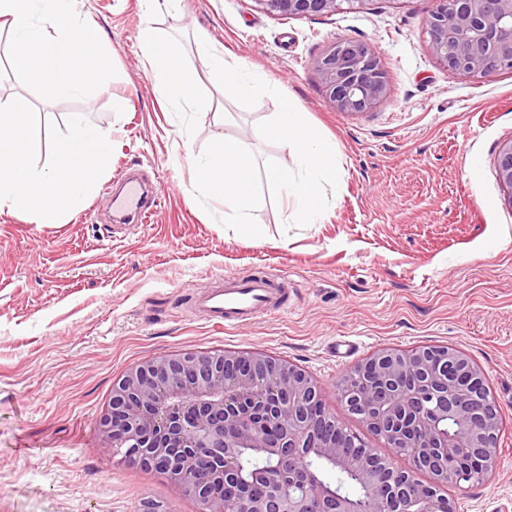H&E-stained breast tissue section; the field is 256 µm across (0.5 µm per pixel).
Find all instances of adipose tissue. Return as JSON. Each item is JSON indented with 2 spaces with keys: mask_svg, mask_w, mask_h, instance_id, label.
<instances>
[{
  "mask_svg": "<svg viewBox=\"0 0 512 512\" xmlns=\"http://www.w3.org/2000/svg\"><path fill=\"white\" fill-rule=\"evenodd\" d=\"M0 22L8 26L18 80L62 95L104 89L110 61L97 28L80 17L73 0H0ZM46 25L51 34L43 33ZM141 41L149 69L161 81L170 106H193L198 82L186 71L179 45L148 30ZM261 135L292 157L291 162L267 169L268 184L292 201L298 223H316L321 199L335 192L338 182L335 142L312 131L288 100ZM193 169L197 189L207 198L223 199L225 223H255L256 170L245 140L216 134L209 148L194 158Z\"/></svg>",
  "mask_w": 512,
  "mask_h": 512,
  "instance_id": "obj_1",
  "label": "adipose tissue"
}]
</instances>
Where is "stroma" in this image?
<instances>
[{
    "instance_id": "1",
    "label": "stroma",
    "mask_w": 512,
    "mask_h": 512,
    "mask_svg": "<svg viewBox=\"0 0 512 512\" xmlns=\"http://www.w3.org/2000/svg\"><path fill=\"white\" fill-rule=\"evenodd\" d=\"M437 0H364L323 17L262 11L256 0H175L145 16L140 0H77L112 55L107 87L64 96L18 82L0 30V93L41 123L72 112L111 132L112 160L92 196L62 224L0 211V512H197L174 481L104 450L96 428L112 385L146 360L185 352L258 351L318 383L328 411L376 450L348 414L338 378L383 348L448 344L484 371L504 427L484 484L444 493L456 512H512V200L497 174L512 140V69L465 77L428 45ZM178 42L199 78V103L172 110L145 66L140 35ZM367 44L388 73L368 111L332 110L318 61L339 39ZM206 42L253 76L224 98L207 79ZM336 142L338 185L315 224L297 223L266 168L286 161L257 130L282 100ZM227 112L223 128L214 111ZM245 139L259 173L258 230L224 221L203 198L192 159L216 131ZM132 172L157 194L148 222L110 224L112 191ZM286 274L285 314L224 327L194 297L226 275Z\"/></svg>"
}]
</instances>
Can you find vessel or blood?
Masks as SVG:
<instances>
[{
  "label": "vessel or blood",
  "mask_w": 512,
  "mask_h": 512,
  "mask_svg": "<svg viewBox=\"0 0 512 512\" xmlns=\"http://www.w3.org/2000/svg\"><path fill=\"white\" fill-rule=\"evenodd\" d=\"M154 199L146 188L129 186L116 204L124 221L141 223L148 217ZM290 285L280 275L225 276L206 293L199 295L195 306L206 319L228 327L238 326L270 312L287 310Z\"/></svg>",
  "instance_id": "obj_1"
}]
</instances>
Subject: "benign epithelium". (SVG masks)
Masks as SVG:
<instances>
[{"mask_svg": "<svg viewBox=\"0 0 512 512\" xmlns=\"http://www.w3.org/2000/svg\"><path fill=\"white\" fill-rule=\"evenodd\" d=\"M284 17L353 10L365 0H256ZM429 46L447 68L476 76L512 69V0H439L427 21ZM329 107L364 112L387 92L388 74L367 45L340 40L317 64ZM496 170L512 200V140L501 145ZM337 391L347 411L381 439L390 454L367 448L326 409L313 412L321 392L300 367L260 352H187L132 367L112 385L99 429L124 461L166 466L200 512H361L351 497L329 493L314 476L315 457L353 476L370 512H449L442 487L471 482L451 461L480 459L479 479L497 465L498 406L481 368L462 351L423 346L382 349L345 373ZM245 448L274 465L252 492L241 470ZM409 467L394 472V459ZM429 480L418 479L419 465ZM240 487L233 508L224 483Z\"/></svg>", "mask_w": 512, "mask_h": 512, "instance_id": "1", "label": "benign epithelium"}]
</instances>
